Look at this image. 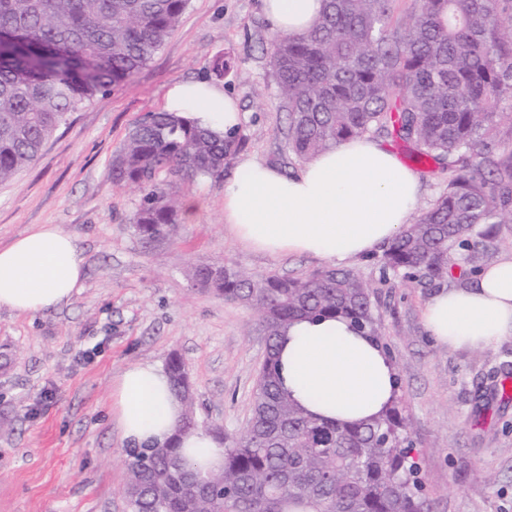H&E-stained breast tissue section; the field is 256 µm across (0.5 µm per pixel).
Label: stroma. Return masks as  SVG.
<instances>
[{
  "mask_svg": "<svg viewBox=\"0 0 512 512\" xmlns=\"http://www.w3.org/2000/svg\"><path fill=\"white\" fill-rule=\"evenodd\" d=\"M275 35L261 0H190L152 60L72 112L37 158L0 183V247L42 224L76 238L84 278L61 308L20 315L0 308V512H129L123 495L127 445L112 414L126 367L165 364L178 353L194 382L195 420L219 438L240 435L249 417L266 336L254 311L196 288L198 262H231L253 278L304 277L327 261L271 256L242 243L224 222L221 183L179 184V222L147 241L129 219L137 190L112 184V156L132 126L161 111L168 84L221 80L243 114L249 158L284 174L301 166L288 149V116L266 48ZM399 161L422 179L420 209L444 195L442 162ZM373 287L381 342L415 442L423 492L435 512H512V335L476 349L437 344L423 313L440 288L472 282L461 258L442 286L405 285L374 256L344 260Z\"/></svg>",
  "mask_w": 512,
  "mask_h": 512,
  "instance_id": "stroma-1",
  "label": "stroma"
}]
</instances>
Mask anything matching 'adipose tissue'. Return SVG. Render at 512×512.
Masks as SVG:
<instances>
[{
    "mask_svg": "<svg viewBox=\"0 0 512 512\" xmlns=\"http://www.w3.org/2000/svg\"><path fill=\"white\" fill-rule=\"evenodd\" d=\"M322 6L323 0H262L274 30L290 35L305 33ZM164 109L227 135L241 123L236 98L203 80L172 82ZM420 193L418 175L379 142L352 138L292 175L242 160L224 184V221L240 240L273 256L344 260L389 243L409 223ZM83 270L76 238L40 225L0 248V308L20 314L59 308L73 298ZM424 321L437 342L452 347L479 348L512 334V254L479 272L472 285L434 295ZM277 360L289 397L323 419L368 420L396 393L382 344L342 318L295 322L279 340ZM112 410L134 448L165 441L182 417L167 375L150 362L124 370Z\"/></svg>",
    "mask_w": 512,
    "mask_h": 512,
    "instance_id": "adipose-tissue-1",
    "label": "adipose tissue"
}]
</instances>
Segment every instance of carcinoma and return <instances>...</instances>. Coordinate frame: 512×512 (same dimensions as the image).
Instances as JSON below:
<instances>
[{"label":"carcinoma","instance_id":"obj_1","mask_svg":"<svg viewBox=\"0 0 512 512\" xmlns=\"http://www.w3.org/2000/svg\"><path fill=\"white\" fill-rule=\"evenodd\" d=\"M189 0H0V182L31 164L69 113L130 80L163 46ZM394 0H324L312 28L279 35L270 58L288 115V149L306 161L367 132L392 129L418 159L448 160V191L386 245L383 272L430 284L448 255L486 257L483 224H512V0H414L393 24ZM239 134L152 112L112 156V182L144 192L129 218L151 240L179 223L176 185L220 179ZM194 285L255 309L266 336L244 432L224 464L203 471L179 448L196 429L182 359L165 372L184 409L163 444L131 448L129 512H433L399 399L374 418L310 415L282 388L280 336L300 319L345 318L380 337L372 286L353 269L253 279L233 264L194 266Z\"/></svg>","mask_w":512,"mask_h":512}]
</instances>
